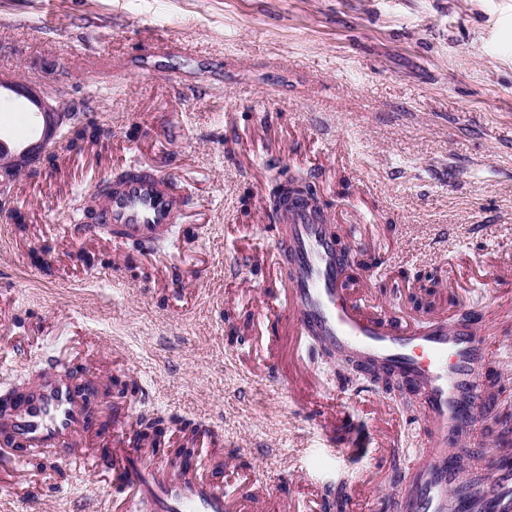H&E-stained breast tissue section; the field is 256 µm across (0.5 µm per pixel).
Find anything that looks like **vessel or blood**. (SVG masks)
<instances>
[{
  "label": "vessel or blood",
  "instance_id": "b4317fda",
  "mask_svg": "<svg viewBox=\"0 0 512 512\" xmlns=\"http://www.w3.org/2000/svg\"><path fill=\"white\" fill-rule=\"evenodd\" d=\"M105 223L119 226L121 241L150 243L169 236L183 211V196L143 171L101 204ZM290 277L281 293L288 306V335L370 361L378 370L423 397V424L434 443L417 466L404 467L400 490L404 512H512V456L503 455L493 477L457 471L453 431L477 430L485 403L480 383L487 372V348L479 321H454L434 315L409 322L383 305H368L355 295L354 256L342 249L331 225L294 203L280 225ZM85 394L74 379L45 366L17 406L0 415V446L14 457L33 448H56L67 456L85 454L77 438L87 426ZM110 466V479L151 512H230L216 478L199 474L193 464L177 472L143 459L140 449L123 442Z\"/></svg>",
  "mask_w": 512,
  "mask_h": 512
}]
</instances>
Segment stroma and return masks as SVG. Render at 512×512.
<instances>
[{"instance_id":"obj_1","label":"stroma","mask_w":512,"mask_h":512,"mask_svg":"<svg viewBox=\"0 0 512 512\" xmlns=\"http://www.w3.org/2000/svg\"><path fill=\"white\" fill-rule=\"evenodd\" d=\"M155 39L189 51L155 52ZM0 73L85 99L106 132L22 175L0 212V394L46 358L99 386L133 380L130 418L205 424L235 456L220 478L230 499L259 478L294 512H323L318 486L342 480L347 512H401L398 493L375 489L426 447L420 401L316 344L285 360L312 377L295 394L238 361L261 360L285 312L260 298L283 268H226L272 247L264 198L286 171L312 176L342 244L375 258L364 287L394 314L418 318L411 294L428 276L431 308L484 317L485 380L512 398V287L492 273L512 253V0H0ZM33 122L0 92L1 133L28 142ZM133 165L183 194L175 247L75 235L76 209ZM325 397L375 426L387 457H326L305 409ZM58 466L30 491V466L1 477L0 512H78L92 462Z\"/></svg>"}]
</instances>
